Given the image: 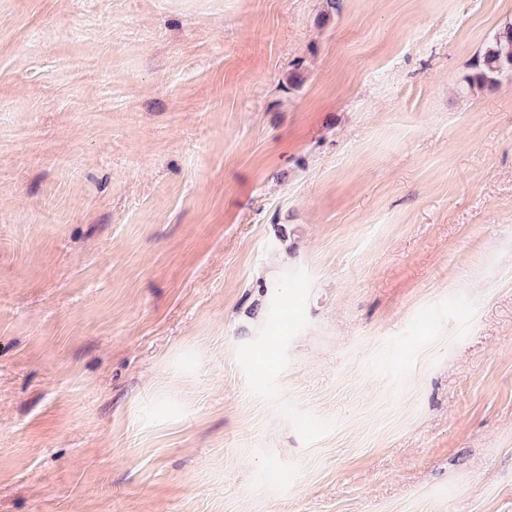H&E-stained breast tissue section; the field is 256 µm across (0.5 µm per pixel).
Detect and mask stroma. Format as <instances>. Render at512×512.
Segmentation results:
<instances>
[{
	"mask_svg": "<svg viewBox=\"0 0 512 512\" xmlns=\"http://www.w3.org/2000/svg\"><path fill=\"white\" fill-rule=\"evenodd\" d=\"M512 0H0V512H512ZM472 69L468 81L479 87L493 85L499 76L512 72V23L498 30Z\"/></svg>",
	"mask_w": 512,
	"mask_h": 512,
	"instance_id": "1",
	"label": "stroma"
}]
</instances>
